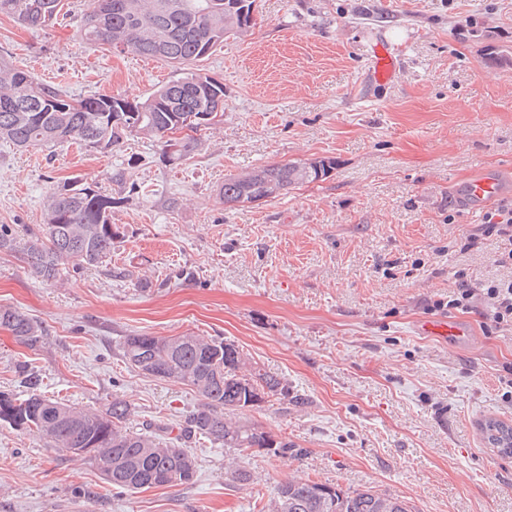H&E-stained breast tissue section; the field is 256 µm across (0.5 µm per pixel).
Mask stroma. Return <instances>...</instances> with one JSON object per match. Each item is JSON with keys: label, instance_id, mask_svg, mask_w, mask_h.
Wrapping results in <instances>:
<instances>
[{"label": "stroma", "instance_id": "1", "mask_svg": "<svg viewBox=\"0 0 512 512\" xmlns=\"http://www.w3.org/2000/svg\"><path fill=\"white\" fill-rule=\"evenodd\" d=\"M88 0L44 30L0 14V56L69 94L144 98L172 79L166 62L115 55L80 40ZM256 24L202 66L224 84V120L169 164L153 139L102 154L61 144L0 143V225L42 221L60 182L97 184L114 201L120 237L99 267L33 278L0 253V306L41 324L36 347L0 330V391L21 394L29 363L49 398L101 409L131 404V430L171 424L199 403L190 386L129 367L131 334L218 336L283 378L307 405L262 404L246 416L304 451H260L225 475L223 449L193 444V484L119 491L95 464L0 425V512H253L288 479L370 487L413 512H512V455L484 441L490 417L512 424V332L481 311H450L471 331L451 346L419 336L438 317L458 270L506 276L495 245L452 244L481 213L453 200L479 169L512 197V0H256ZM387 40L393 81L368 75L370 45ZM331 157L330 178L259 205L225 209V177L269 164ZM123 171L125 181L111 175Z\"/></svg>", "mask_w": 512, "mask_h": 512}]
</instances>
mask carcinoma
Returning a JSON list of instances; mask_svg holds the SVG:
<instances>
[{"label":"carcinoma","mask_w":512,"mask_h":512,"mask_svg":"<svg viewBox=\"0 0 512 512\" xmlns=\"http://www.w3.org/2000/svg\"><path fill=\"white\" fill-rule=\"evenodd\" d=\"M254 0H89L81 26L82 40L118 54L162 60L176 76L144 99L122 93L71 97L60 86L0 60V141L15 148L60 143L105 152L127 136L155 138L172 162L182 161L198 145L191 136L176 147L169 132L188 126L198 132L211 126L202 115L224 109V84L194 67L224 41L244 36L255 25ZM62 0H0L1 14H18L34 29L55 25ZM73 99L75 110L64 103ZM336 167L330 158L271 164L224 179L219 189L224 206L237 208L241 199L271 201L305 183L323 181ZM118 227L112 224V196L96 185L65 182L46 197L42 223L21 236L0 225V252L20 251L33 275L53 283L72 268L96 266L112 256ZM33 347L43 330L25 312L0 306V329ZM125 363L145 376L192 387L201 403L176 424L157 432L127 428L131 405L112 398L103 410H92L46 397L43 379L27 363L16 373L26 393L0 392V422L34 434L54 451L71 459L95 463L105 482L124 491L190 484L196 474L189 445L204 440L231 455L228 478L241 486L257 480L240 462L260 450L295 457L305 450L277 440L238 414L274 401L288 409L308 404L288 383L249 364L235 344L221 338L130 335L119 345ZM488 444L512 454V427L495 419L482 426ZM258 512H411L397 495L371 489L344 491L314 480H288Z\"/></svg>","instance_id":"carcinoma-1"}]
</instances>
